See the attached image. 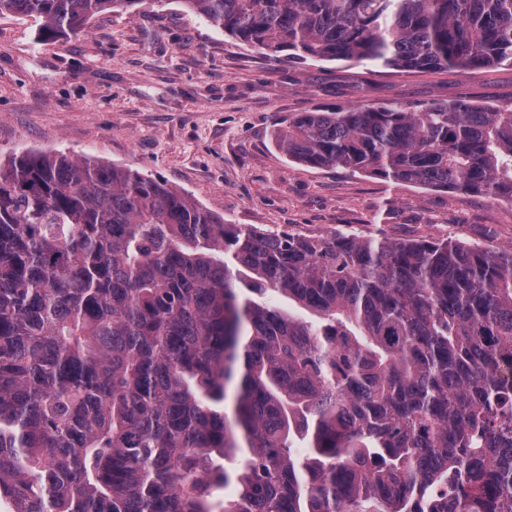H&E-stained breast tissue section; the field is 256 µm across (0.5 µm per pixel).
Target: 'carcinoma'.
<instances>
[{"label": "carcinoma", "instance_id": "carcinoma-1", "mask_svg": "<svg viewBox=\"0 0 512 512\" xmlns=\"http://www.w3.org/2000/svg\"><path fill=\"white\" fill-rule=\"evenodd\" d=\"M143 2L0 14L55 41ZM182 6L274 61L512 66V0ZM274 141L310 166L512 202V102L301 112ZM269 292L319 322L250 298ZM231 483L222 512H512V247L269 232L129 168L0 165V500L215 512Z\"/></svg>", "mask_w": 512, "mask_h": 512}]
</instances>
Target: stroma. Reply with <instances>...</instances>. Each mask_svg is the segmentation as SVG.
I'll use <instances>...</instances> for the list:
<instances>
[{
  "instance_id": "1",
  "label": "stroma",
  "mask_w": 512,
  "mask_h": 512,
  "mask_svg": "<svg viewBox=\"0 0 512 512\" xmlns=\"http://www.w3.org/2000/svg\"><path fill=\"white\" fill-rule=\"evenodd\" d=\"M462 96L512 102V67L273 62L179 0L98 14L56 41L37 39L31 19L0 16L1 163L43 151L115 164L267 231L512 247L510 202L310 167L273 142L278 123L299 112Z\"/></svg>"
}]
</instances>
